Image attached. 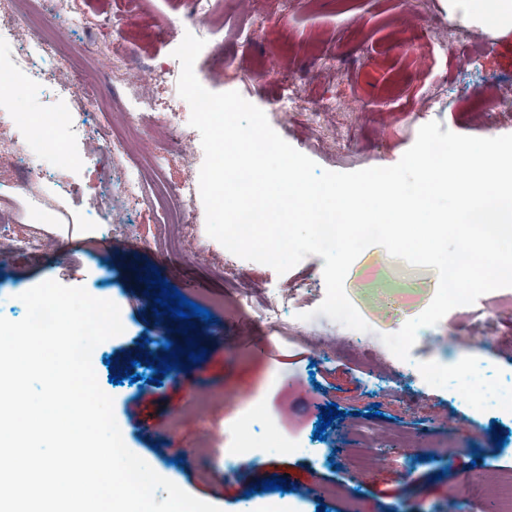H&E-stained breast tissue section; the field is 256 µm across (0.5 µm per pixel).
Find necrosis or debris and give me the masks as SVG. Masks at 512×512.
Returning <instances> with one entry per match:
<instances>
[{
	"label": "necrosis or debris",
	"instance_id": "1",
	"mask_svg": "<svg viewBox=\"0 0 512 512\" xmlns=\"http://www.w3.org/2000/svg\"><path fill=\"white\" fill-rule=\"evenodd\" d=\"M43 12L54 21L57 40L72 41L84 31L86 23L82 14L75 8L74 0H40ZM7 43L18 44L19 49L13 59V67L21 73L28 85L40 84L46 78L39 61L50 49L41 33L32 27L25 13L12 15L10 22L0 25V46ZM99 70L116 77L125 89V107L119 114L118 123L103 121V110L99 104L97 88L90 84L81 69L66 67L56 75L64 88L73 92L82 104L81 112H51L45 119L31 126H24L25 95L17 93L16 107L11 112L0 113V160L18 168L17 182L0 183V193H9L14 188H22L32 193L45 178L43 171L30 166L24 152L25 142L39 143L44 149L55 150L54 136L59 130H67L75 139L91 136L108 137L117 128L128 131L140 130L144 123H151L152 134L142 139L137 151L119 164L113 165L111 179H98L97 188L112 194V215L114 221L106 225L108 239L123 242L136 233L137 225L128 223L130 211L138 209L142 203L143 168L151 166L155 174H163L170 156L195 159L198 147L183 125L180 112L172 103L159 99L155 88L166 80L168 69L164 65L138 67L131 63L123 43H112L106 50L98 52ZM335 99L329 98L310 103L306 100L301 83L289 78L283 84L279 97L281 117L294 115L308 116L313 124H321V116L326 112L337 111ZM199 184L196 178H188L168 194L175 201L177 221L183 233L175 243L177 252L187 258L200 257L202 248L193 234L191 226L195 217ZM232 253H225L219 272L229 281L233 299L242 301L247 307L259 313L263 322L282 340L308 343L313 348H321L323 340L317 336H306L305 323L301 313L307 312L316 298L311 288L296 279H284L275 287L267 288L252 277L236 272ZM416 342L428 352L432 361L420 372H413L410 362L395 357L386 347L366 349L365 337L356 331L343 329L332 339L331 353L339 358L358 360L360 367L368 374H382L390 378L392 388L402 396L409 395V384L415 376L430 379L436 376L443 359L454 356L458 363L456 375L464 388L475 383L472 358L475 350L484 344V336L478 329H470L462 336L455 331L439 335L426 329H419Z\"/></svg>",
	"mask_w": 512,
	"mask_h": 512
}]
</instances>
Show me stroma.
I'll list each match as a JSON object with an SVG mask.
<instances>
[{
	"label": "stroma",
	"mask_w": 512,
	"mask_h": 512,
	"mask_svg": "<svg viewBox=\"0 0 512 512\" xmlns=\"http://www.w3.org/2000/svg\"><path fill=\"white\" fill-rule=\"evenodd\" d=\"M425 2V11L418 13L404 0H297L287 10L281 0H216L220 24L198 62V75L207 79L211 70H221L222 78L209 82L210 91H238L267 112L270 125L286 142L331 171L395 165L419 128L431 121L461 135L512 134V124L498 125L493 113L468 107L484 85H512V34L497 37L451 21L447 0ZM75 6L88 25L71 49L63 51L64 59L95 70L97 60L84 50V43L102 48L126 34L136 64L171 63L178 42L157 33L178 23L180 0H76ZM250 18L258 25L253 45L244 51L232 32ZM450 28L465 47L476 51L467 68L451 69V50L435 39ZM285 76L305 84L311 100L329 94L348 102V111L325 116L335 140L319 139L306 116L286 121L276 115ZM438 83L444 86L442 98L429 111H412L411 100ZM64 144L72 161L58 166L53 159L44 160L53 188L35 204H28L20 192L0 196V207L15 212L19 234L60 244L41 257L16 251L0 261V316L21 320L26 308L20 294L46 280L81 286L93 297L115 302L124 331L102 343L104 360L95 373L113 399L128 448L160 476L221 512H251L266 497L262 481L281 477L290 488L300 482L336 487V496L307 499L303 512H316L321 504L329 512H449V498L460 496L475 474L488 479L512 469V419L501 416L492 399L479 404L458 395L451 368L442 370L441 383L418 384L405 399L357 366L321 355L309 345L251 346V338L265 335L266 329L255 317L226 304L224 278L215 270L224 261V249L208 236L205 213L196 215L195 234L202 247L196 260L174 257L156 242L108 244L97 227L107 223L111 204L87 188L92 157L82 143L68 138ZM151 268L208 310L213 324L197 321L193 334L186 336L179 333L178 321L165 315L154 318L143 281ZM344 287L374 333H393L429 305L437 272L410 266L372 245L353 262ZM492 327L498 340L478 351L476 368L480 382L495 390L512 379V309L497 310ZM142 330L180 346L195 337L206 355L190 369L171 371L161 383H126L123 376L139 351L136 336ZM113 375L120 377V384L110 383ZM256 400L263 410L250 426L252 440L270 446L278 434L293 432L306 439L308 450L263 458L245 455L234 474L225 475L212 464L205 445ZM330 403L337 404L341 415L321 441L314 432L321 410ZM201 406L211 417L206 430L193 415ZM348 412L367 414L372 428L387 421L417 433L434 432L452 438L463 450L449 461L413 458L405 470L398 447L384 441L382 463L359 470L336 453L345 444ZM497 433L505 436L504 446H496ZM176 444L184 459L180 472L169 468L160 454ZM445 469L450 472L446 478L441 475ZM241 479L257 486L252 498L237 497Z\"/></svg>",
	"instance_id": "35a3bbf8"
}]
</instances>
